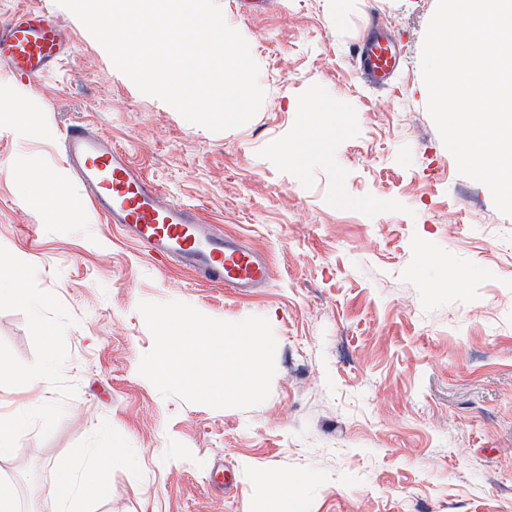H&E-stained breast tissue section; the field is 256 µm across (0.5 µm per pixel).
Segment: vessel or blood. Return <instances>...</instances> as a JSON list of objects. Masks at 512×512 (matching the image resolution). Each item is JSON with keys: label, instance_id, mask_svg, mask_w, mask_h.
<instances>
[{"label": "vessel or blood", "instance_id": "obj_1", "mask_svg": "<svg viewBox=\"0 0 512 512\" xmlns=\"http://www.w3.org/2000/svg\"><path fill=\"white\" fill-rule=\"evenodd\" d=\"M67 46L61 28L41 10H17L0 26V64L23 78L39 77L57 66ZM354 57L362 78L378 87L389 84L398 66L393 47L381 37L358 43ZM62 149L94 205L149 252L240 293L267 283L265 255L241 237L214 231L194 208L164 197L104 134L71 125Z\"/></svg>", "mask_w": 512, "mask_h": 512}]
</instances>
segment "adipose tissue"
<instances>
[{"label":"adipose tissue","instance_id":"obj_1","mask_svg":"<svg viewBox=\"0 0 512 512\" xmlns=\"http://www.w3.org/2000/svg\"><path fill=\"white\" fill-rule=\"evenodd\" d=\"M329 110V105L320 102L303 108L296 139L285 151L287 160L296 162L325 153L328 132L322 117ZM58 338L59 334L54 328H46V353L38 370L23 371L0 359V387L7 386L26 392L37 384L48 382L56 371L55 347ZM130 462V452L125 442L118 439L110 447L95 449L89 461L81 468L75 469L65 463L57 464L55 498L61 512H77L78 507L88 501L110 499L113 468Z\"/></svg>","mask_w":512,"mask_h":512}]
</instances>
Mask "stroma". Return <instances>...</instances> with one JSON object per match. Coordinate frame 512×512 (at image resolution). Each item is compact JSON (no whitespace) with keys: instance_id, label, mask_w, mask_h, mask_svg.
Returning <instances> with one entry per match:
<instances>
[{"instance_id":"obj_1","label":"stroma","mask_w":512,"mask_h":512,"mask_svg":"<svg viewBox=\"0 0 512 512\" xmlns=\"http://www.w3.org/2000/svg\"><path fill=\"white\" fill-rule=\"evenodd\" d=\"M265 93L242 126L213 133L118 71L56 0H0V22L47 8L69 37L23 128L0 127V277L21 259L40 314L0 303V358L37 369L56 328L48 388H0V409L48 395L0 477L19 512H56L55 464L125 437L132 466L85 512H277L270 474L308 478L299 512H512V216L459 174L427 110L420 70L437 0H271L242 14ZM401 52L390 87L357 73L372 17ZM328 103L327 154L287 161L299 109ZM111 138L166 196L269 255L271 280L240 295L151 258L106 223L73 176L61 133ZM59 177L82 206L23 200L22 171ZM177 300L206 316L266 318L276 374L263 403L214 409L163 396L139 372L154 338L137 306Z\"/></svg>"}]
</instances>
